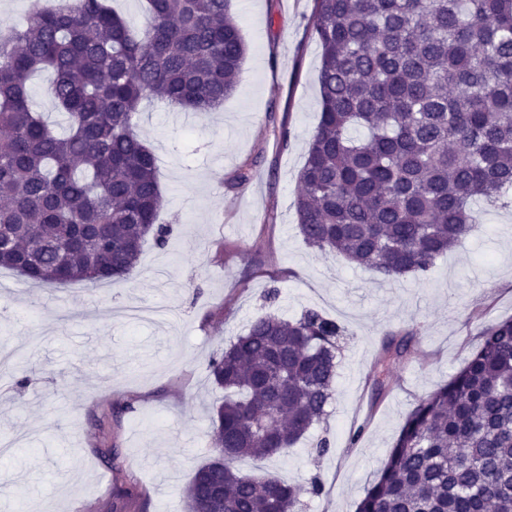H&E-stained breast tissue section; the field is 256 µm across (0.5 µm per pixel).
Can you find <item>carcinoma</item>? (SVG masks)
Wrapping results in <instances>:
<instances>
[{
	"mask_svg": "<svg viewBox=\"0 0 512 512\" xmlns=\"http://www.w3.org/2000/svg\"><path fill=\"white\" fill-rule=\"evenodd\" d=\"M137 27L108 0L35 8L0 24V268L49 287L123 279L164 197L135 117L145 99L211 112L246 57L230 0H145ZM321 111L299 173L311 247L382 277L419 279L480 225L474 205L512 204V0H314ZM53 75L57 133L30 103ZM343 330L319 311L266 315L208 364L224 389L215 456L185 512H301L321 483L243 474L288 454L335 399ZM415 331L390 333L376 395ZM355 512H512V318L481 329L448 383L410 411Z\"/></svg>",
	"mask_w": 512,
	"mask_h": 512,
	"instance_id": "obj_1",
	"label": "carcinoma"
}]
</instances>
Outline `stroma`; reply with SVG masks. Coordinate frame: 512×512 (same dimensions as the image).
Instances as JSON below:
<instances>
[{"label": "stroma", "instance_id": "35a3bbf8", "mask_svg": "<svg viewBox=\"0 0 512 512\" xmlns=\"http://www.w3.org/2000/svg\"><path fill=\"white\" fill-rule=\"evenodd\" d=\"M230 9L247 54L223 106L196 115L145 104L136 116L158 158L166 246L147 241L135 273L112 282L46 288L0 269V444L14 446L0 458V512H109L121 488L126 512H184V490L212 455L207 409L224 396L210 358L256 317L307 308L349 335L329 414L288 455L238 467L318 479L305 512H354L419 399L458 371L482 325L512 317V207L483 208L475 235L420 280L384 281L304 242L294 199L320 115L313 0ZM244 163L252 181L226 188ZM404 329L417 332L412 353L375 398L381 342ZM120 400L134 410L112 418ZM103 441L119 448V467L101 458Z\"/></svg>", "mask_w": 512, "mask_h": 512}]
</instances>
